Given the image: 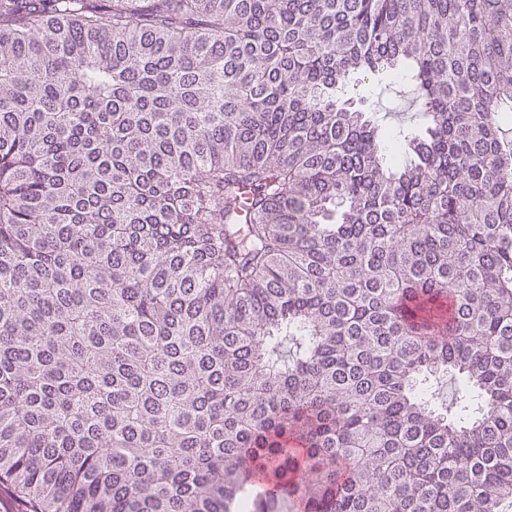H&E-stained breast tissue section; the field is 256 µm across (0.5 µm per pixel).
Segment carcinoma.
<instances>
[{
	"instance_id": "cac0c4a2",
	"label": "carcinoma",
	"mask_w": 512,
	"mask_h": 512,
	"mask_svg": "<svg viewBox=\"0 0 512 512\" xmlns=\"http://www.w3.org/2000/svg\"><path fill=\"white\" fill-rule=\"evenodd\" d=\"M362 73L413 85L408 157ZM506 112L512 0H0V479L503 512Z\"/></svg>"
}]
</instances>
